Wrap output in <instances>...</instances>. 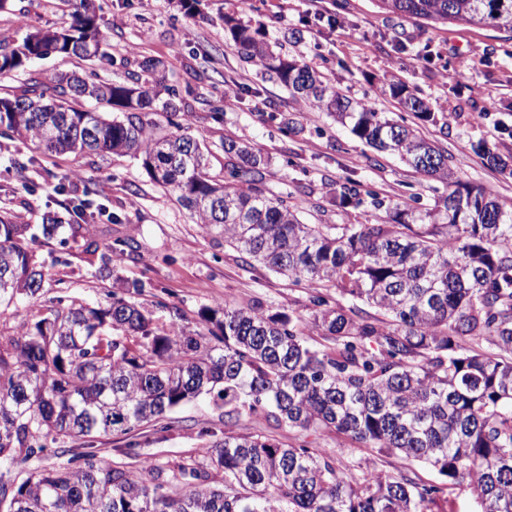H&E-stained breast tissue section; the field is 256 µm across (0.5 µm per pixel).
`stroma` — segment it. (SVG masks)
Segmentation results:
<instances>
[{
  "label": "stroma",
  "instance_id": "obj_1",
  "mask_svg": "<svg viewBox=\"0 0 512 512\" xmlns=\"http://www.w3.org/2000/svg\"><path fill=\"white\" fill-rule=\"evenodd\" d=\"M203 13L187 18L177 0H95L98 24L108 43L102 60H67L57 56L30 61L0 78V96L20 95L29 79L75 71L96 74L103 81L143 74L149 59L165 61L166 84L190 89L178 120L185 134L204 138L209 169L223 177V143L245 140L271 164L265 187L288 192L300 200L299 216L307 224H358L366 205H339L342 185L354 182L390 204L412 210L432 207L445 193L439 180L417 173L396 155L379 153L336 123L326 113L295 101L280 84L244 62L225 30L224 17L250 26H264L270 39L297 30L299 41L287 44L325 74L341 94L365 101L380 112L397 104L385 94L395 78L428 101L436 122L419 125L421 135L444 150L463 181L484 187L512 203V174L487 165L481 148L489 146L512 163V42L502 33L468 25H425L379 9L374 0H206ZM60 0H8L0 9V41L13 47L32 32L56 29L67 22ZM473 63L457 69L459 56ZM222 100L221 121L211 117L209 103ZM278 112L297 129L283 133L269 120ZM66 185L65 194L55 190ZM91 197L83 221L86 238L98 246L114 240L128 247L116 274L102 271L89 259L83 242L58 238L38 240L34 250L45 281L35 300L23 299L0 308V336L20 333L38 320L46 306L112 300L114 276L142 281L143 303L156 324L175 320L201 333L204 308L227 302L260 304L269 313L305 312L302 286L263 267H247L237 253L203 234L173 195L158 188L140 160L128 155L85 154L74 157L36 148L0 131V216L16 224L39 227L47 215L61 212L67 199ZM119 223H112V216ZM180 428L146 429L137 457L121 454L124 442L112 435L97 438L101 456L138 467L141 459L156 463L199 454L210 439H223L205 400L178 410ZM212 437H205V430ZM317 447L327 449L340 467L393 472L395 457L359 447L350 439L324 436Z\"/></svg>",
  "mask_w": 512,
  "mask_h": 512
}]
</instances>
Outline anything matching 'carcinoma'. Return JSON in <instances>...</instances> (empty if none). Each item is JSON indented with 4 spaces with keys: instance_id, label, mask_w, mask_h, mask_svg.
I'll return each instance as SVG.
<instances>
[{
    "instance_id": "obj_1",
    "label": "carcinoma",
    "mask_w": 512,
    "mask_h": 512,
    "mask_svg": "<svg viewBox=\"0 0 512 512\" xmlns=\"http://www.w3.org/2000/svg\"><path fill=\"white\" fill-rule=\"evenodd\" d=\"M70 22L0 52V76L55 54H106L91 0H67ZM391 13L512 34V0H376ZM242 59L294 99L350 126L379 152L446 184L423 211L395 205L361 224H304L300 202L265 194L268 160L224 142V179L210 175L207 145L179 133V93L160 79L132 85L59 72L14 98L0 97V127L55 153L130 154L176 196L193 223L249 266L305 286L307 317L261 307L201 312L211 346L185 325L155 326L134 301L138 281L115 279L105 306L50 308L16 336L0 337V469L70 441L58 467L0 477V512H432L448 487L467 483L482 512H512V203L455 177L437 146L406 124L344 97L321 72L265 33L224 17ZM390 95L422 122V98L396 80ZM92 99L124 118L78 109ZM163 114L165 131L148 118ZM48 217L45 238L82 235ZM0 218V306L38 296L44 272L37 236ZM352 303L330 305V290ZM376 309L374 318L363 306ZM315 330L319 341L305 331ZM485 342L490 351L473 348ZM203 396L224 422V440L201 460L143 463L137 471L98 455L102 434L139 447L146 425L166 432L171 414ZM274 423L304 438L331 434L440 476L413 470L357 473L322 448L282 443L240 421Z\"/></svg>"
}]
</instances>
